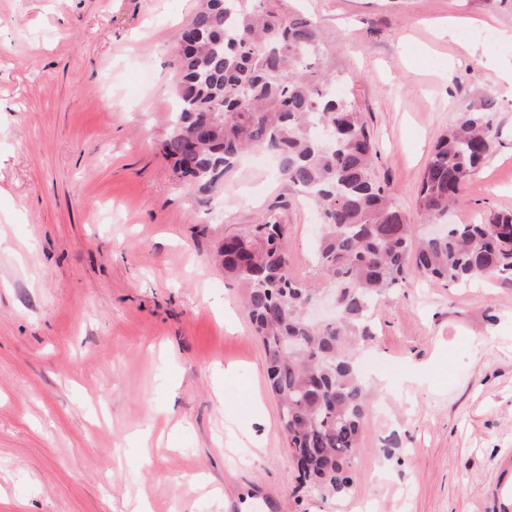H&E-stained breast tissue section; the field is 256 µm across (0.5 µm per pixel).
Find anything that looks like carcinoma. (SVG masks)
I'll use <instances>...</instances> for the list:
<instances>
[{"mask_svg":"<svg viewBox=\"0 0 512 512\" xmlns=\"http://www.w3.org/2000/svg\"><path fill=\"white\" fill-rule=\"evenodd\" d=\"M179 106L160 152L188 185L211 191L247 151L279 159L282 177L312 197L321 217L318 263L341 316L307 321L310 289L291 275L284 227L267 218L217 249L224 276L245 287L265 350L267 385L291 442L312 450L301 476L322 496L346 494L369 393L351 353L371 336L368 314L411 268L453 286L512 282V213L450 224L413 244V229L372 178L377 152L359 113L333 91L318 26L272 0H202L182 29ZM497 103L485 98L442 134L424 169L419 210L440 220L491 152ZM294 339L300 351L279 347Z\"/></svg>","mask_w":512,"mask_h":512,"instance_id":"cac0c4a2","label":"carcinoma"}]
</instances>
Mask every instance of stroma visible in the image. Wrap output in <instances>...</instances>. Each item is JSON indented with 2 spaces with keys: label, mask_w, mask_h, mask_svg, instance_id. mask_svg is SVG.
Here are the masks:
<instances>
[{
  "label": "stroma",
  "mask_w": 512,
  "mask_h": 512,
  "mask_svg": "<svg viewBox=\"0 0 512 512\" xmlns=\"http://www.w3.org/2000/svg\"><path fill=\"white\" fill-rule=\"evenodd\" d=\"M279 4L320 27L375 177L412 224L436 140L487 96L494 148L449 218L512 212V88L498 77L512 50L448 33L452 19L512 30V7ZM196 6L0 0V512H130L140 490L152 512H512V283L493 278L414 274L387 294L355 360L398 371L368 377L352 489H298L243 289L213 255L274 218L294 278L324 295L319 218L255 155L212 193L161 155L175 37Z\"/></svg>",
  "instance_id": "1"
}]
</instances>
